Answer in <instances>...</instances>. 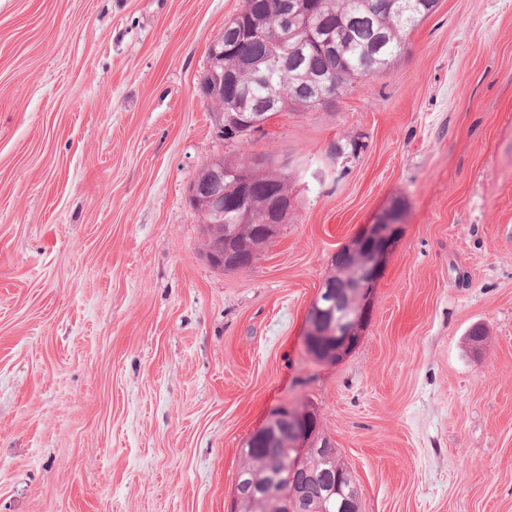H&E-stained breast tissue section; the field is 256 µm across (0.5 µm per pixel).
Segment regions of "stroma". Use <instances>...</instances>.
<instances>
[{"label":"stroma","instance_id":"35a3bbf8","mask_svg":"<svg viewBox=\"0 0 512 512\" xmlns=\"http://www.w3.org/2000/svg\"><path fill=\"white\" fill-rule=\"evenodd\" d=\"M242 4L0 0V512H230L282 405L360 512H512V0H438L390 69L245 147L199 91ZM244 155L292 206L226 272L188 192ZM394 203L362 339L316 362L310 305Z\"/></svg>","mask_w":512,"mask_h":512}]
</instances>
